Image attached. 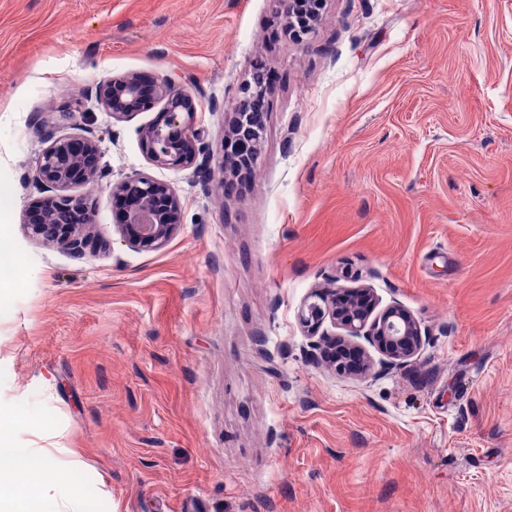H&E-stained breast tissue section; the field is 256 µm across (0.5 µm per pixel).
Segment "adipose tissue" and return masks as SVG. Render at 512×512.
I'll return each mask as SVG.
<instances>
[{
  "instance_id": "obj_1",
  "label": "adipose tissue",
  "mask_w": 512,
  "mask_h": 512,
  "mask_svg": "<svg viewBox=\"0 0 512 512\" xmlns=\"http://www.w3.org/2000/svg\"><path fill=\"white\" fill-rule=\"evenodd\" d=\"M16 429L13 413L0 409V457L13 462L0 469V512H76L82 485L66 480L54 459L21 447Z\"/></svg>"
}]
</instances>
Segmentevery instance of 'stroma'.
<instances>
[{"label": "stroma", "mask_w": 512, "mask_h": 512, "mask_svg": "<svg viewBox=\"0 0 512 512\" xmlns=\"http://www.w3.org/2000/svg\"><path fill=\"white\" fill-rule=\"evenodd\" d=\"M0 0V407L82 484L80 512H512V0ZM272 78L257 167L227 191L224 130ZM125 73L191 94L209 180L153 166L90 90ZM95 137L79 186L101 247L30 239L38 121ZM170 183L161 249L123 239L112 183ZM371 288L425 336L342 376L297 312ZM279 2L283 6L284 25L288 29L289 36L299 43L305 42L315 33L319 14L311 17L302 16L298 8L302 0H279Z\"/></svg>", "instance_id": "stroma-1"}]
</instances>
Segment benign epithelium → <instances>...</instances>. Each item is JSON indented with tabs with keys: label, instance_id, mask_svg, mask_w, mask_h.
I'll use <instances>...</instances> for the list:
<instances>
[{
	"label": "benign epithelium",
	"instance_id": "obj_1",
	"mask_svg": "<svg viewBox=\"0 0 512 512\" xmlns=\"http://www.w3.org/2000/svg\"><path fill=\"white\" fill-rule=\"evenodd\" d=\"M279 2L289 36L305 42L315 33L319 16L301 15L298 4L302 0ZM240 94L239 106L224 132V144L237 142L248 151L238 158L224 152L221 170L226 177L254 169L264 128L255 124L247 105L271 95L272 88L247 81L240 87ZM95 98L115 120L128 119L163 104V123L141 129V147L147 159L160 168L191 169L199 177L208 174L206 145L202 131L195 127V103L173 79L162 77L145 84L135 75L114 76L97 84ZM38 131L45 147L35 158L33 179L42 192L54 194L56 207L43 212L44 199L33 200L31 206L39 212V218L28 225L29 234L76 253L92 250L96 248L91 232L95 213L87 198L73 190L101 172L98 142L89 136L58 135L43 121L39 122ZM111 191L129 201L119 228L133 249L154 251L163 247L182 223L181 200L164 181L134 173L112 184ZM375 304L368 289L316 291L301 306L298 320L311 335L318 333L328 320L352 336H363L392 365L414 358L423 343L418 322L400 305L388 306L375 316Z\"/></svg>",
	"mask_w": 512,
	"mask_h": 512
}]
</instances>
